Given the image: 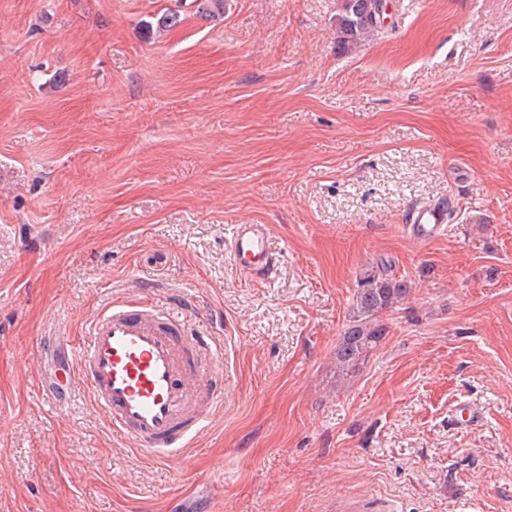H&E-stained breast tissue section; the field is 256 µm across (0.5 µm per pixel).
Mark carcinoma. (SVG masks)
Wrapping results in <instances>:
<instances>
[{
	"label": "carcinoma",
	"instance_id": "carcinoma-1",
	"mask_svg": "<svg viewBox=\"0 0 512 512\" xmlns=\"http://www.w3.org/2000/svg\"><path fill=\"white\" fill-rule=\"evenodd\" d=\"M192 6L200 16L213 18L224 14V0H192ZM380 26V8L376 0H370L358 12L349 0H344L338 23V45L344 50L355 46ZM412 292L413 288L405 279L386 277L375 270L364 274L336 346L338 379L345 381L359 372L361 365L387 335V326L381 316L409 298Z\"/></svg>",
	"mask_w": 512,
	"mask_h": 512
}]
</instances>
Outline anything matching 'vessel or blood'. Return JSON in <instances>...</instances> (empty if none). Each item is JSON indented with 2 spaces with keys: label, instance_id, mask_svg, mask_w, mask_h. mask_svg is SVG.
I'll list each match as a JSON object with an SVG mask.
<instances>
[{
  "label": "vessel or blood",
  "instance_id": "vessel-or-blood-1",
  "mask_svg": "<svg viewBox=\"0 0 512 512\" xmlns=\"http://www.w3.org/2000/svg\"><path fill=\"white\" fill-rule=\"evenodd\" d=\"M446 217L420 205L407 229L426 243L438 236ZM269 240L268 225L233 227L230 256L251 280L269 281L278 269ZM68 345L73 383L86 387L116 437L134 439L149 458H170L192 447L212 407L224 400L212 372L222 360L221 347L190 335L187 318L174 307L108 298L87 335Z\"/></svg>",
  "mask_w": 512,
  "mask_h": 512
}]
</instances>
